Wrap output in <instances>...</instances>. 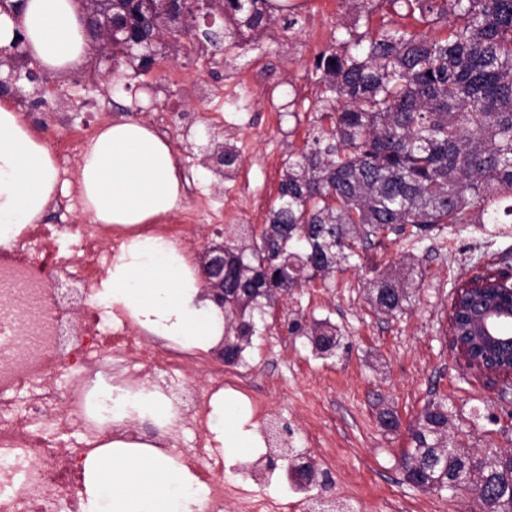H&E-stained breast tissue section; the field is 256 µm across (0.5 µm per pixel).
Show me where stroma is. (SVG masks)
I'll return each mask as SVG.
<instances>
[{
  "label": "stroma",
  "mask_w": 512,
  "mask_h": 512,
  "mask_svg": "<svg viewBox=\"0 0 512 512\" xmlns=\"http://www.w3.org/2000/svg\"><path fill=\"white\" fill-rule=\"evenodd\" d=\"M298 9L303 18L320 21L319 40L306 42L303 30L286 31L276 23L259 42L230 45L216 53L201 71L194 68L191 49L157 48L159 61L145 73L124 58L110 65L90 55L73 71L50 76V84L60 90L57 98L36 107L24 105L23 111L50 145L72 124L88 119L94 102L102 98L112 102L113 122L151 124L158 114L176 111L168 139L182 175L197 187L195 203L201 211L189 233L205 240L212 233L211 215L219 213L224 225L261 228L266 216L224 214L226 184L205 164V148L234 136L239 169L264 188L267 205H274L286 161L298 156L313 121L319 92L315 57L351 32L373 36L393 24L420 27L407 16L406 6H392L389 0H370L359 8L348 0H301ZM258 66L269 74L285 105L280 122H269L264 98L247 90ZM174 69L184 72L177 85L170 81ZM217 109L231 121V128L210 121ZM359 254L356 266L331 279L308 282L265 307L237 367L259 378L270 376V384L257 395L271 405L277 419L291 424L294 449L306 447L313 436L320 447L335 451L331 494L349 500L356 512H378L385 499L410 512H469L468 494L441 495L410 484L401 457L412 446L411 425L432 402L447 404L448 432L460 446L512 448V387L486 386L466 369L448 340L454 289L495 270L500 260L512 263V224L450 227L420 244L392 235L364 244ZM410 259L420 285L416 296L397 316L377 314L366 300L367 280L375 269ZM75 286L61 301L69 313L54 351L63 366L56 380L62 390L70 384L72 354L91 310L88 298L79 294L83 281ZM297 313L310 320L330 319L342 330L343 348L334 357H317L305 337L287 331L289 318ZM124 373L161 385L188 413L208 383L205 372L191 362L180 372L138 362ZM385 409L396 416V429L381 426L379 413ZM218 467L227 484L266 498L289 495L283 468L266 471L256 480L243 476L240 465L222 461Z\"/></svg>",
  "instance_id": "obj_1"
}]
</instances>
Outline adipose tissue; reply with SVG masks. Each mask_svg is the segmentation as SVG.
Wrapping results in <instances>:
<instances>
[{
	"instance_id": "ef3b65f1",
	"label": "adipose tissue",
	"mask_w": 512,
	"mask_h": 512,
	"mask_svg": "<svg viewBox=\"0 0 512 512\" xmlns=\"http://www.w3.org/2000/svg\"><path fill=\"white\" fill-rule=\"evenodd\" d=\"M23 27L24 48L48 73L79 66L89 49L75 0H26L20 22L0 18V47ZM82 205L95 223L129 230L89 300L113 320L130 318L152 337L183 349L208 352L224 337V313L205 297L192 253L160 236L139 234L181 208L183 187L169 141L143 122H115L85 146L78 178ZM57 169L46 142L24 114L0 105V248L15 247L20 232L41 223L57 195ZM207 414L208 443L226 460L246 461L259 447L257 429H244L234 395L216 392ZM87 413L100 429L82 468L80 512H206L208 498L197 472L168 451L183 413L155 385L109 398L96 389ZM151 422V437L126 430Z\"/></svg>"
}]
</instances>
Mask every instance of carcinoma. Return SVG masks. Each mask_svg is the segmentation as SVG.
<instances>
[{"label":"carcinoma","instance_id":"carcinoma-1","mask_svg":"<svg viewBox=\"0 0 512 512\" xmlns=\"http://www.w3.org/2000/svg\"><path fill=\"white\" fill-rule=\"evenodd\" d=\"M112 21V55L153 52L168 34L199 32L218 51L235 40L206 35L205 19L224 4L259 40L275 19L298 20L271 0H197L172 9L167 0H85ZM421 18L448 20L433 37L405 27L370 39L350 38L342 53L315 61L321 91L306 148L288 160L279 195L259 242L224 245V354L236 363L255 335L254 312L359 257L379 236L423 241L456 224H512V0H406ZM26 58L22 46L0 53V68ZM410 274L378 272L368 299L386 316L410 301ZM288 332L319 355L341 347L328 319H294ZM402 458L406 479L425 491L482 489V512H512V449L479 456L448 437V408L428 405Z\"/></svg>","mask_w":512,"mask_h":512}]
</instances>
